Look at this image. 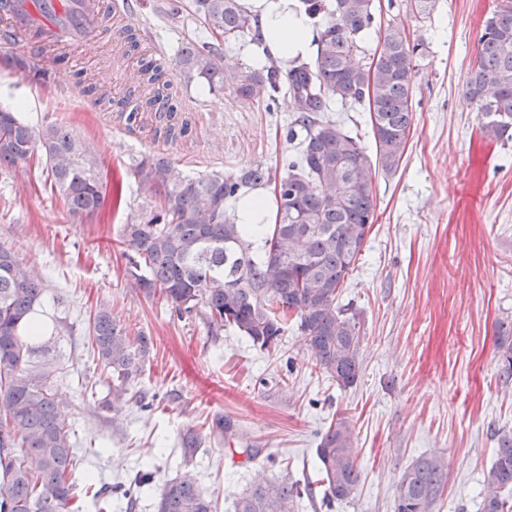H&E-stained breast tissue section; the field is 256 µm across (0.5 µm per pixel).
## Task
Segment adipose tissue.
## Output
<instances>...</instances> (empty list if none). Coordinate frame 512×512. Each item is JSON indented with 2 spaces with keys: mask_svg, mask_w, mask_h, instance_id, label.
I'll use <instances>...</instances> for the list:
<instances>
[{
  "mask_svg": "<svg viewBox=\"0 0 512 512\" xmlns=\"http://www.w3.org/2000/svg\"><path fill=\"white\" fill-rule=\"evenodd\" d=\"M259 18L262 38L270 55L282 65L309 57L316 47L318 30L297 7V0H247Z\"/></svg>",
  "mask_w": 512,
  "mask_h": 512,
  "instance_id": "obj_1",
  "label": "adipose tissue"
}]
</instances>
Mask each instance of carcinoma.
Returning a JSON list of instances; mask_svg holds the SVG:
<instances>
[{"instance_id": "cac0c4a2", "label": "carcinoma", "mask_w": 512, "mask_h": 512, "mask_svg": "<svg viewBox=\"0 0 512 512\" xmlns=\"http://www.w3.org/2000/svg\"><path fill=\"white\" fill-rule=\"evenodd\" d=\"M312 17L324 16L316 58L293 66L282 78L276 63L241 71L205 45L186 42L180 52L185 83L205 80L231 90L250 105L266 102L275 111L289 101L293 119L288 142L296 151L283 160V173L261 163L201 177L181 176L160 152L139 159L133 176L154 201L128 216L120 244L131 251L126 272L148 296H159L179 313L202 309L209 329L231 326L255 346L278 351L288 326L302 336L319 373L343 388L362 374L358 313L340 302L342 288L362 254L374 224L376 172L396 173L413 124V78L423 41L412 42L397 26L386 28L382 48L370 65L353 56L374 27L373 0H304ZM437 0H406L416 18H431ZM195 14L212 39L236 42L246 35L263 44L258 19L240 0H195ZM149 88L138 108L156 115L154 135L173 140L188 122L176 121V90L160 66L141 70ZM479 129L488 139H512V0H497L478 39L467 80ZM366 106L375 151L325 117L330 104ZM44 165L52 191L72 215L90 218L104 201L101 157L94 146L64 123L34 127L0 107V169L26 176L31 163ZM274 183L272 224H238L226 201L245 188ZM45 282L0 245V512H74L79 508L71 480L76 467L70 436L48 377L34 361L38 348L21 335V325L41 306ZM89 340L110 372L112 405L127 395L142 373L149 340L132 350L125 329L100 305L89 323ZM499 373L512 378V323L499 328ZM323 501L354 497L361 482L353 429L343 415L331 420L315 449ZM149 472L112 493L133 508ZM443 465L421 458L403 473L394 492V512H433L444 487ZM512 431L496 433L494 459L482 488V512H512ZM311 484L259 481L237 497L234 512H294ZM156 512H217L188 474L164 483Z\"/></svg>"}]
</instances>
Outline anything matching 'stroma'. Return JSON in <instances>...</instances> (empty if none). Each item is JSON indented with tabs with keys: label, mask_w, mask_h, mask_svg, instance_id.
Here are the masks:
<instances>
[{
	"label": "stroma",
	"mask_w": 512,
	"mask_h": 512,
	"mask_svg": "<svg viewBox=\"0 0 512 512\" xmlns=\"http://www.w3.org/2000/svg\"><path fill=\"white\" fill-rule=\"evenodd\" d=\"M495 0H438L417 20L404 0H375L377 29H405L426 50L414 78V125L396 174H378L375 222L341 303H353L365 340L362 375L340 388L314 369L295 329L276 355L230 327L208 329L201 314L177 313L127 278L118 231L146 202L131 167L163 152L187 176L275 166L287 154L292 111L247 106L201 82L185 89L189 135L153 136V113L137 135L117 116L116 100L139 101L131 76L147 50L171 77L178 52L203 38L192 0H136L123 22L134 43L107 36L83 69L32 59L24 40L0 43V105L33 126L63 123L92 141L106 185L98 215L68 213L44 175L0 170V244L48 284L42 309L53 332L38 364L50 374L77 459V487L130 483L152 471L156 484L192 471L200 488L234 512L256 477L318 480L315 448L332 416L349 417L361 484L349 501L301 500L296 512H394V491L414 461L441 458L447 481L434 512H480L493 434L512 430V381L499 375L496 337L512 321V141L482 138L466 84L478 34ZM42 68L49 82L27 72ZM108 303L129 337L151 340L138 380L147 403L105 404L106 373L88 335L96 306ZM232 433L213 431L216 419ZM201 445L185 456L181 438ZM256 449L247 458L246 449Z\"/></svg>",
	"instance_id": "35a3bbf8"
}]
</instances>
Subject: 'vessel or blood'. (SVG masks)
Listing matches in <instances>:
<instances>
[{
    "mask_svg": "<svg viewBox=\"0 0 512 512\" xmlns=\"http://www.w3.org/2000/svg\"><path fill=\"white\" fill-rule=\"evenodd\" d=\"M106 0H82L68 13L63 0H0V42L24 36L30 53L39 57L52 47L71 50L72 64L86 62L101 38Z\"/></svg>",
    "mask_w": 512,
    "mask_h": 512,
    "instance_id": "vessel-or-blood-1",
    "label": "vessel or blood"
}]
</instances>
